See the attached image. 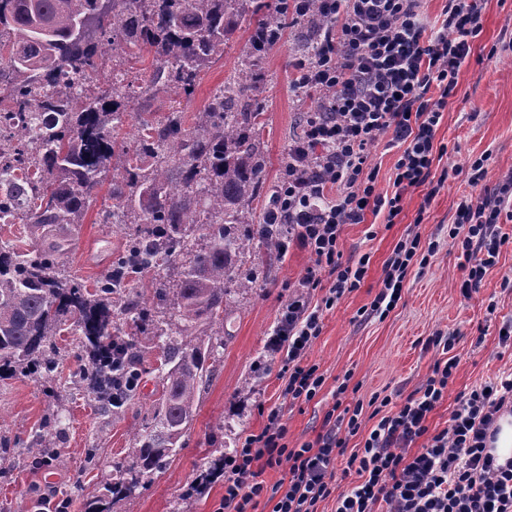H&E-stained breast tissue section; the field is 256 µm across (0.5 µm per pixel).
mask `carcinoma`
Masks as SVG:
<instances>
[{"instance_id":"cac0c4a2","label":"carcinoma","mask_w":512,"mask_h":512,"mask_svg":"<svg viewBox=\"0 0 512 512\" xmlns=\"http://www.w3.org/2000/svg\"><path fill=\"white\" fill-rule=\"evenodd\" d=\"M287 0H0V109L17 127L0 130V222L20 223L40 242L25 252L0 244V373L53 380L52 337L70 325L88 354L79 378L99 397L87 368L100 360L112 383V341L123 321L148 323L161 358L160 398L133 432L130 463L112 471V493L129 495L184 446L201 388L214 375L231 288H253V247L282 260L281 228L249 223L270 202L259 132L263 112L254 59L279 43ZM248 63L215 86L192 126L171 107L160 121L133 98H188L243 21ZM152 54L139 91L130 70ZM112 69V81L102 78ZM133 124L136 133L120 136ZM109 183L126 237L117 279L110 266L89 290L61 269L99 187ZM149 280L152 300L122 299ZM178 316L177 327L166 320Z\"/></svg>"}]
</instances>
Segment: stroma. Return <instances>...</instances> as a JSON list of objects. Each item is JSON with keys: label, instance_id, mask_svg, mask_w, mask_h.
<instances>
[{"label": "stroma", "instance_id": "35a3bbf8", "mask_svg": "<svg viewBox=\"0 0 512 512\" xmlns=\"http://www.w3.org/2000/svg\"><path fill=\"white\" fill-rule=\"evenodd\" d=\"M283 46L267 51L257 69L265 83L261 99L265 124L260 142L266 160L265 178L277 184L282 161L302 132L301 115L311 99L290 90L300 27L289 14ZM482 30L472 38V52L461 68L435 136L434 172L451 175L435 197L427 187L411 190L394 223L366 217L364 223L342 228L341 250L347 262L368 257L367 274L359 288L345 294L322 315V331L313 340L305 362L317 366L324 383L310 402H292L281 394L276 374L265 373L274 357L268 339L280 314L305 272L314 264L307 248L291 243L285 259L272 267L252 260V291H231L232 312L224 322L216 371L201 392L186 444L166 470L130 495L109 490L115 463L126 462L133 426L142 424L161 392L156 370L158 350L151 336L136 333L140 352L141 388L138 397L112 411L102 410L79 391L75 372L82 352L71 336L56 337L58 365L52 390L31 377L0 376V438L12 443L13 466L0 471V512H37L41 498H65L70 512H212L224 495L223 482L205 494L185 500L187 487L200 480L241 438L260 431L271 408H279L288 429V445L300 447L325 430L324 417L335 402L361 407L360 429L348 437V448L361 447L376 423L373 398H388L390 410L427 379L441 348L435 336H454L452 350L459 365L443 402L429 415L430 432L446 428L460 393L495 376L512 373V346L502 345L499 329L512 320V211L503 210L495 230L505 240L497 264L490 268L477 292L460 293L466 275L461 246L449 236L460 198L478 189L495 190L512 171V0H483ZM246 30L237 31L224 51L206 68L190 99L182 101L187 117L202 108L210 91L239 69L247 53ZM486 156V177L473 187L467 177L469 159ZM109 203L107 190L87 210L78 237L61 256L64 268L86 287H95L102 272L125 250L123 233L100 224L99 213ZM419 236L422 246L434 247L426 265H412L403 283L402 298L380 316L371 304L382 287L384 269L399 240ZM54 415L53 451L64 465L45 466L29 448L47 415ZM223 427H216V419Z\"/></svg>", "mask_w": 512, "mask_h": 512}]
</instances>
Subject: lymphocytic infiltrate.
I'll return each mask as SVG.
<instances>
[{"label":"lymphocytic infiltrate","mask_w":512,"mask_h":512,"mask_svg":"<svg viewBox=\"0 0 512 512\" xmlns=\"http://www.w3.org/2000/svg\"><path fill=\"white\" fill-rule=\"evenodd\" d=\"M326 23L317 33V52L296 68L297 92L314 91L320 105L308 113L301 136L288 147L265 222L282 226L315 258L290 297L268 346L280 356L282 394L309 402L324 377L304 362L322 329L323 310L332 309L364 279L369 259L344 261L343 225L366 214L394 222L407 193L443 188L448 172L433 176L434 141L460 69L471 54L469 39L481 27V0H445L435 20L423 13V0H319ZM399 148L391 191L377 188L378 171L369 151L379 143ZM512 203V172L495 191L460 199L453 235L461 236L467 275L462 294L476 291L496 265L504 244L494 226ZM420 248L419 238L398 243L387 261L374 312L396 307L402 284ZM327 293L314 303L319 287ZM458 365L437 360L421 387L395 411L382 416L361 448L347 451L346 428L357 434L360 409L328 411L325 434L315 442L289 447L288 429L278 410L265 426L248 433L205 479L192 485L202 494L209 481L223 479L224 496L215 512H255L259 502L271 512H318L335 498V512H512V458L498 463L489 444L496 423L512 412V378L491 381L461 396L447 428L430 433L429 414L443 401ZM422 448L408 449L414 442ZM346 456L347 471L358 481L343 492L332 485L333 468ZM286 466L283 479L267 485L261 467Z\"/></svg>","instance_id":"1"}]
</instances>
